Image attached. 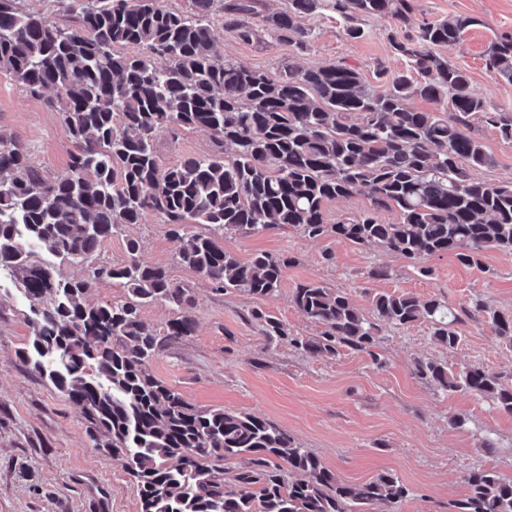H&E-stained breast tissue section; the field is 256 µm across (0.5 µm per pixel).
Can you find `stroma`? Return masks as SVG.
Here are the masks:
<instances>
[{
  "label": "stroma",
  "instance_id": "stroma-1",
  "mask_svg": "<svg viewBox=\"0 0 512 512\" xmlns=\"http://www.w3.org/2000/svg\"><path fill=\"white\" fill-rule=\"evenodd\" d=\"M413 6L416 25L458 14L480 19V26L444 53L470 71L488 108L512 109V85L490 77L483 60L494 35L512 33V0H413ZM302 23L314 38L300 51L263 32L252 42L240 41L225 32L217 17L215 50L224 61L261 69L273 78L290 66L343 63L377 90L383 85L378 67L394 71L403 66L390 41L404 31L390 19H366L365 36L359 40L350 39L328 10L305 16ZM471 133L495 158L494 166L476 171V178L512 181V144L479 121L473 122ZM0 135L26 145L33 163L49 175L65 174L72 149L66 126L44 100L28 96L3 72ZM212 148L209 133L187 130L161 136L157 155L167 168ZM131 239L140 242L147 262L165 267L175 282L194 291V333L166 344L151 365L158 378L192 404L268 419L344 482L396 473L413 491L402 512H448L449 503L466 491L464 475L475 467L512 476V415L468 394H443L413 373L420 357L445 361L455 370L479 366L493 373L512 372V348L487 323H462V341L453 351L432 342L425 321L385 331L378 340L381 361L376 364L363 352L345 349L330 357L267 341L259 323L248 316L259 308L279 318L292 335H319V326L291 300L297 284L310 282L348 292L364 312L371 309V294L410 292L423 300L442 297L457 307L478 297L491 309L510 314L512 253L486 249L480 270L462 266L448 254L436 256L429 259L431 273L424 277L397 253L333 237L310 239L292 227L251 238L226 236L225 249L240 259L260 252L294 259L274 295L250 298L233 290L216 294L178 265V241L167 225L150 216L106 239L96 262L121 261ZM377 266L388 267L390 277L372 278ZM487 268L494 277L484 276ZM28 314V301L13 283H6L0 293V512H138V490L123 458L95 448L79 408L20 360L31 334ZM456 415L465 418L464 427L450 425ZM487 436L495 443L490 452L482 448Z\"/></svg>",
  "mask_w": 512,
  "mask_h": 512
}]
</instances>
